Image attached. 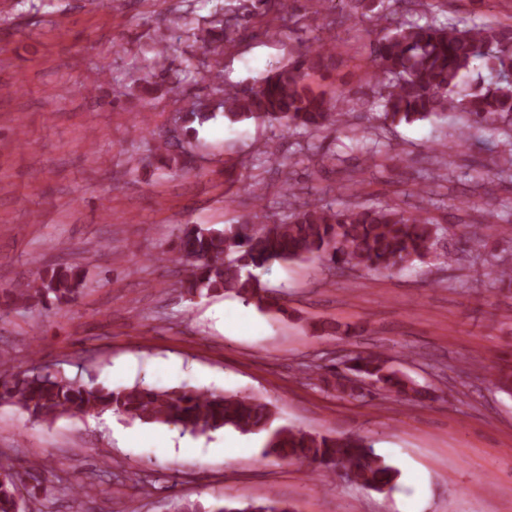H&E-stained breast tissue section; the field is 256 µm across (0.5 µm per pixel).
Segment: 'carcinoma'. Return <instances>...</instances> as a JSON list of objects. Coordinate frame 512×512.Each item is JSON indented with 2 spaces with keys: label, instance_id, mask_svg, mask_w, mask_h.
Instances as JSON below:
<instances>
[{
  "label": "carcinoma",
  "instance_id": "carcinoma-1",
  "mask_svg": "<svg viewBox=\"0 0 512 512\" xmlns=\"http://www.w3.org/2000/svg\"><path fill=\"white\" fill-rule=\"evenodd\" d=\"M405 16L395 25L388 20L385 0H350L363 17L375 19L369 35L371 70L367 80L377 88L383 124H411L438 119L449 112L462 118L448 149L471 138L474 128L490 127L504 136L502 150L492 166L484 164V176L474 189H486L496 177L512 180V27L489 22L440 18L432 4L421 0H392ZM256 11H274L284 20L293 15L286 0L275 4L253 0ZM245 17L231 6L215 5L211 28L200 39L204 79L220 96L218 107L232 123L250 119L275 122L286 130H302L314 136L355 132L348 120L347 94L340 88L333 96L317 92L309 82L315 72L328 68L334 49L305 52L267 76L256 88L239 91L224 86L212 60L224 44H231ZM170 36L160 35L156 59L144 83L157 91L174 85L178 71L167 65ZM490 70L486 79L473 76L478 63ZM216 115L215 108L195 103L183 116L182 145H192L193 123L203 124ZM445 228L434 223L429 208L417 204L409 210L390 205L366 207L350 203L342 207L322 199L304 203L291 216L272 224H236L214 227L186 224L175 237L174 253L186 266L181 287L189 294L232 293L259 309H269L267 286L254 274L275 262L325 261L336 268L365 267L375 271H402L416 261L433 258L456 261L451 250L438 248ZM83 269L65 264L38 274L35 287L20 293L26 302L57 308L68 303L85 286ZM369 381L384 395H400L413 401L426 391L394 368L381 355L357 354L336 374V395L358 399L360 384ZM0 402L26 413L34 422L52 423L60 418H82L106 411L123 414L130 422L173 426L183 434L205 435L233 430L264 438L261 458L267 462L313 464L316 470L340 474L379 493L392 490L401 472L375 453L360 436H330L278 423L274 406L250 394L222 393L182 387L164 389L148 384L112 388L94 382L80 383L49 365L22 375L11 373L8 351L0 352ZM15 470L0 460V512H17L22 477L33 481L26 488L25 512H44L42 499L49 489L32 473ZM204 512H293L291 506L271 496L245 508L216 502Z\"/></svg>",
  "mask_w": 512,
  "mask_h": 512
}]
</instances>
